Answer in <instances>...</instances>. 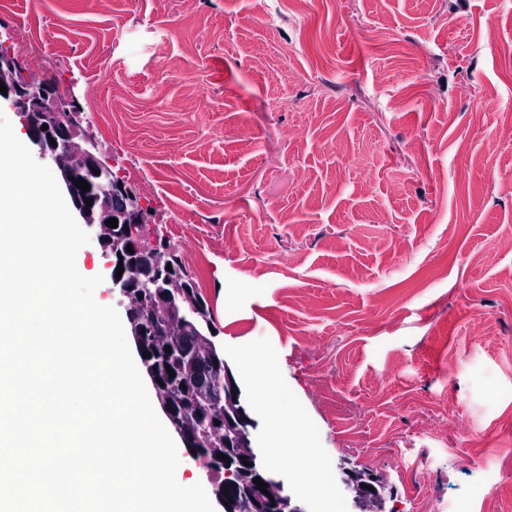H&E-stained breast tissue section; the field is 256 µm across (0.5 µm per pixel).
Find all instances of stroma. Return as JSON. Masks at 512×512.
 <instances>
[{
  "label": "stroma",
  "instance_id": "35a3bbf8",
  "mask_svg": "<svg viewBox=\"0 0 512 512\" xmlns=\"http://www.w3.org/2000/svg\"><path fill=\"white\" fill-rule=\"evenodd\" d=\"M207 302L241 401L403 512L494 475L512 512V0H0ZM290 53H283V45ZM202 90L187 97L184 79ZM235 249L225 250V241ZM242 372L251 379L254 386L261 389L269 376L271 370L270 361L265 357L242 356Z\"/></svg>",
  "mask_w": 512,
  "mask_h": 512
}]
</instances>
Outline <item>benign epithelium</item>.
Listing matches in <instances>:
<instances>
[{
	"instance_id": "benign-epithelium-1",
	"label": "benign epithelium",
	"mask_w": 512,
	"mask_h": 512,
	"mask_svg": "<svg viewBox=\"0 0 512 512\" xmlns=\"http://www.w3.org/2000/svg\"><path fill=\"white\" fill-rule=\"evenodd\" d=\"M20 70L15 56L1 49L0 85L7 88V94L0 93V101L6 102L20 118L29 142L37 149L39 158L54 171L82 223L96 228L98 243L110 258L112 288L126 304L130 333L143 373L151 383L162 412L188 449L205 446L210 437L224 433V455L230 462L222 463L224 484L216 489L217 498L227 501L224 512H242L239 503L243 499L255 501L261 512H306L303 502L282 498L280 489L284 481L276 473H259L254 467L243 464L245 460L252 461L251 430L255 428V421L245 407L233 399L232 392L238 391V387L229 367L215 363L216 368L224 369V388L213 390L204 382L202 359L198 357L201 345L197 341L191 346L187 344L190 326L186 313L179 309L187 293L183 285L169 276V251L160 245L150 247L144 243L140 233L145 224L144 214L136 196L125 182L112 179L104 163L105 156L86 138L81 122L74 119L73 106L59 97L50 84L20 77ZM45 124L48 125L46 130L42 129ZM75 179L85 180L90 190L85 192L76 187ZM90 199L93 203L86 204ZM110 218L117 219L118 227L106 225ZM128 245L133 252L126 251ZM120 267L124 271L119 277ZM167 347L171 352L165 351ZM146 352L150 357H143ZM172 352L181 358V377L194 385L197 392L191 407L194 415L191 425L186 421L185 410L180 408L176 394L167 386L159 385L166 381L165 364ZM220 405L232 410V415L224 416V424L216 425L202 418L204 409ZM256 477L268 484V494H263L253 482ZM355 478V472L342 469L341 482L352 493L354 508L358 512H382L386 501L383 479L370 476L376 486L374 496L367 497ZM228 484L235 489L232 495L227 494Z\"/></svg>"
}]
</instances>
